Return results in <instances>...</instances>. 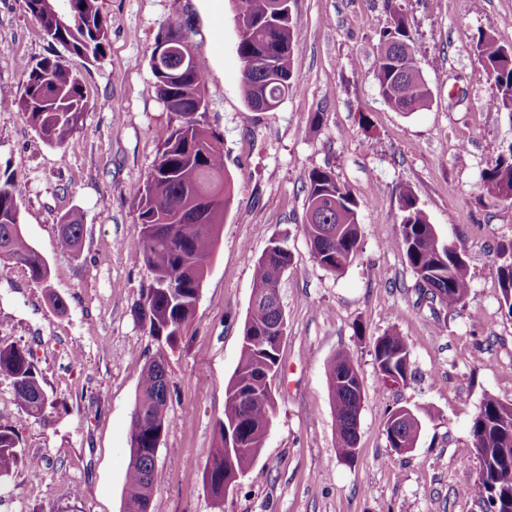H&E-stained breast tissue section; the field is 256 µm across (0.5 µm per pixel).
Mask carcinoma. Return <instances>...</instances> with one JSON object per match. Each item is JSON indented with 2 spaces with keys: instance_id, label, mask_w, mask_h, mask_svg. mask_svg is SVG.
Instances as JSON below:
<instances>
[{
  "instance_id": "obj_1",
  "label": "carcinoma",
  "mask_w": 512,
  "mask_h": 512,
  "mask_svg": "<svg viewBox=\"0 0 512 512\" xmlns=\"http://www.w3.org/2000/svg\"><path fill=\"white\" fill-rule=\"evenodd\" d=\"M24 0L45 35L71 51L98 60L110 46L111 22L99 0ZM245 5L250 35L239 39L242 92L248 108L267 112L278 107L293 88L291 56L298 39L290 13L276 17L271 0H235ZM162 40L180 52H190L188 24L172 20ZM474 52L492 79L490 109L512 120V45L501 44L489 30L478 33ZM24 94L0 100L15 108L50 144L63 146L80 129L87 110L82 83L61 59L45 57L23 65ZM161 99L171 98L179 124L172 130L142 184L133 189L140 224L141 255L153 279L142 293L134 316L149 335L172 346L195 317L205 273L224 215L231 204L230 180L224 172L220 139L201 127L194 115L205 107V74L197 65H173L153 72ZM375 77L385 102L395 111L418 112L431 101V89L416 56L413 37L402 13L379 35ZM307 219L302 225L314 258L325 270L341 274L361 248L358 203L332 171L308 174ZM480 198L512 203V145L505 146L495 164L481 176ZM20 185L0 184V267L21 264L31 277L45 283L48 266L25 237L19 207ZM403 212L398 245L416 277L415 288L431 306L452 310L470 294L466 261L457 250L439 245L434 225L419 206L414 192L399 194ZM83 224L67 215L61 242L79 244ZM501 307L512 318V241L498 247ZM291 262L287 248L272 242L254 262V293L243 328L235 372L225 389L224 420L218 424L220 445L207 466L205 482L212 497L245 476L260 454L276 414L270 372L278 369L276 336L287 322L276 294L280 277ZM374 357L383 386L406 385L411 379L410 350L404 337L386 332L374 341ZM0 375L9 377L20 407L35 419L55 408L42 388L30 352L20 345H0ZM165 364L147 362L140 371L138 396L130 422V460L125 476L124 502L142 508L154 493V448L166 429L169 389ZM326 378L336 423L337 449L345 459L357 454V419L363 406V384L354 359L340 352L329 362ZM401 443L387 438L397 453L416 447L415 422L403 424ZM478 472L473 496L497 501V512H512V402L487 396L471 426ZM17 435L0 428V478L7 477L21 456Z\"/></svg>"
}]
</instances>
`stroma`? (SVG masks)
Segmentation results:
<instances>
[{
  "label": "stroma",
  "mask_w": 512,
  "mask_h": 512,
  "mask_svg": "<svg viewBox=\"0 0 512 512\" xmlns=\"http://www.w3.org/2000/svg\"><path fill=\"white\" fill-rule=\"evenodd\" d=\"M112 21L106 55L89 62L52 41L24 9L0 0V98L20 97L23 64L58 56L79 73L88 109L63 147L23 113L0 109V184L16 180L23 231L50 268H0V343L28 349L55 410L35 419L0 376V426L22 460L0 483V512H123L130 416L139 364L166 356L168 426L149 512H480L471 493L470 428L485 396L512 402V319L500 306L499 244L512 241V204L479 197L481 173L512 142L492 111V81L473 46L491 30L512 45V0H291L296 87L273 111L248 109L232 0H100ZM408 18L432 90L405 115L374 76L391 6ZM192 25L207 76L201 126L223 142L232 201L210 257L195 318L160 347L133 316L153 275L140 258L132 187L144 182L178 118L161 101L150 56L168 21ZM331 170L359 208L362 245L342 274L315 260L302 225L308 175ZM411 189L443 243L470 272L463 308L435 314L419 300L396 239ZM76 214L77 249L60 242ZM292 262L279 282L287 320L275 379L277 410L248 474L214 501L204 479L224 418L253 292V261L272 240ZM56 294L65 303L55 310ZM394 330L410 347L407 386L383 388L374 341ZM357 361L365 400L358 455L336 452L326 366ZM420 412L411 452L385 433L391 409Z\"/></svg>",
  "instance_id": "1"
}]
</instances>
